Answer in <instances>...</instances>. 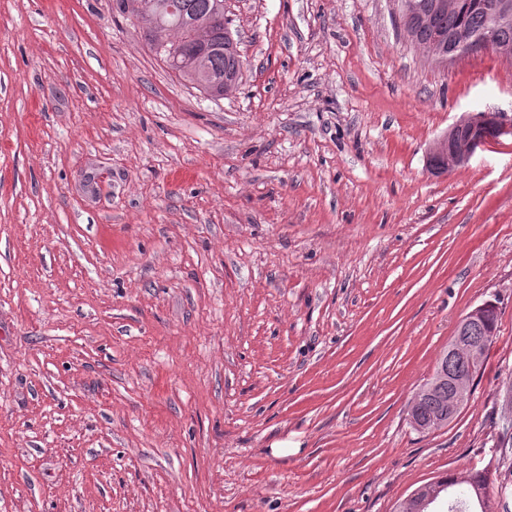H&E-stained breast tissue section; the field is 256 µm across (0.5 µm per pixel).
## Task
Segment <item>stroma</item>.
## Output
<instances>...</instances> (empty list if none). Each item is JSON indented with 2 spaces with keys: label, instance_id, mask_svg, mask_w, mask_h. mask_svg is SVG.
Masks as SVG:
<instances>
[{
  "label": "stroma",
  "instance_id": "1",
  "mask_svg": "<svg viewBox=\"0 0 512 512\" xmlns=\"http://www.w3.org/2000/svg\"><path fill=\"white\" fill-rule=\"evenodd\" d=\"M214 100L112 0H0V512H395L485 471L512 512V137L448 174L512 62L434 66L391 0H224ZM498 307L448 426L408 419ZM487 114L471 112L448 128V132L436 140L429 155L443 159L444 168L437 173H450L469 161L476 150L484 146L491 136L482 130Z\"/></svg>",
  "mask_w": 512,
  "mask_h": 512
}]
</instances>
